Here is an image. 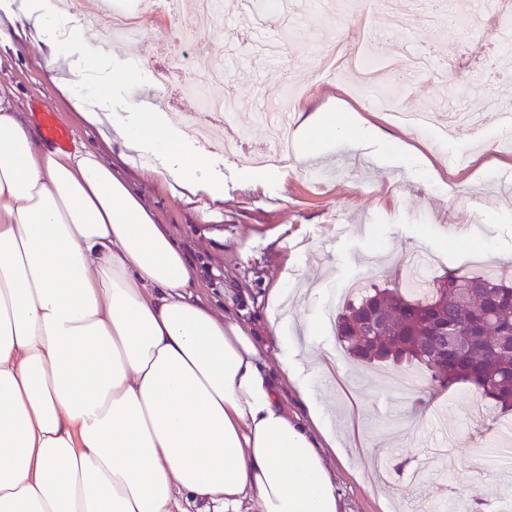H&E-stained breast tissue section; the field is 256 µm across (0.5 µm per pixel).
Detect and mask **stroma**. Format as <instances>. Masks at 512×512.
Here are the masks:
<instances>
[{"mask_svg":"<svg viewBox=\"0 0 512 512\" xmlns=\"http://www.w3.org/2000/svg\"><path fill=\"white\" fill-rule=\"evenodd\" d=\"M138 2L142 39L112 57L129 81L109 89L102 72L67 58V27L54 30V47L38 39L47 0H0V18L10 13L21 22L18 35L0 38V88L13 93L32 127L55 113L70 128L72 147L95 150L121 173L188 256L195 295L217 316L253 329L268 370L278 372L280 347L267 298L281 279L316 289L314 300L292 303L291 314L317 321L336 316L350 279L366 290L403 287L402 262L419 252L441 254L437 276L495 270L512 279V125L496 120L444 140L387 116L391 105L441 113L453 97L478 107L493 95L512 96V71L490 64L512 40V8L501 0H402L408 23L400 28L374 0H288L285 12L264 0H228L221 21L188 36L172 17H192V0ZM344 36L370 61L424 55L431 70L402 84L389 105L377 99L392 83L388 75L346 99L319 73L321 58ZM199 52L221 62L224 76L196 88L191 60ZM157 66L173 75L183 150L208 156L223 202H187L184 190L138 157H124L109 128L78 109L103 102L126 116L134 97L141 112L154 113ZM294 87L306 93L300 112L366 121L382 139L358 149L339 141L303 161L292 153L277 165L243 164V155L271 150L253 113L279 111L281 94ZM225 98L233 113L210 111ZM407 374L418 377L408 398L396 389ZM310 382L340 448L327 459L343 512H460L464 502L499 512L512 496V467L489 462L512 411L501 412L470 385L442 388L420 365L359 366L345 357L332 377L316 371Z\"/></svg>","mask_w":512,"mask_h":512,"instance_id":"1","label":"stroma"}]
</instances>
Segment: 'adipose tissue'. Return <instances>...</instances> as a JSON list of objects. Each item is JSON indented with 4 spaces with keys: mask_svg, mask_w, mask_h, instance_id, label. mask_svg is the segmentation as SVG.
<instances>
[{
    "mask_svg": "<svg viewBox=\"0 0 512 512\" xmlns=\"http://www.w3.org/2000/svg\"><path fill=\"white\" fill-rule=\"evenodd\" d=\"M124 147L166 160L211 201L204 155L166 124L104 113ZM305 155L373 125L318 112ZM187 256L139 194L91 150L31 134L0 91V512H340L333 444L308 383L318 326L280 320L281 378L249 332L193 295ZM305 400L289 414L280 381Z\"/></svg>",
    "mask_w": 512,
    "mask_h": 512,
    "instance_id": "adipose-tissue-1",
    "label": "adipose tissue"
}]
</instances>
